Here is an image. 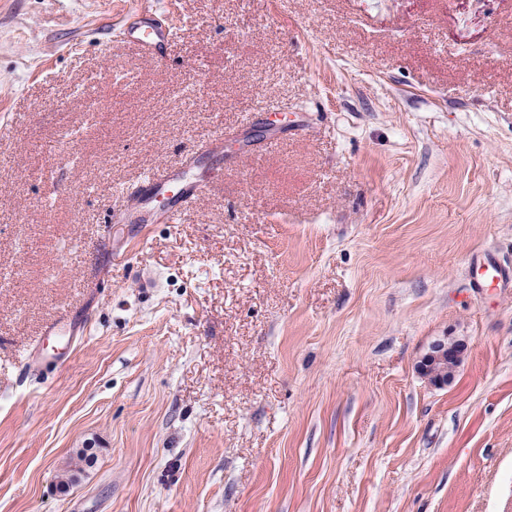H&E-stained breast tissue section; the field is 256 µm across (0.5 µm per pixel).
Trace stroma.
I'll use <instances>...</instances> for the list:
<instances>
[{
	"label": "stroma",
	"mask_w": 512,
	"mask_h": 512,
	"mask_svg": "<svg viewBox=\"0 0 512 512\" xmlns=\"http://www.w3.org/2000/svg\"><path fill=\"white\" fill-rule=\"evenodd\" d=\"M147 8L162 60L123 41ZM186 162L196 206L130 223ZM484 253L512 269V0H0V512H512ZM49 336L61 333L63 336H84V324L71 318L68 312L61 313L57 318L51 319L45 327ZM81 333V334H80ZM458 342L460 341H448L446 337L436 341L418 365L419 373L435 386L448 383V358L455 362L452 367V372H454L464 350V345L461 342V345H455Z\"/></svg>",
	"instance_id": "1"
}]
</instances>
